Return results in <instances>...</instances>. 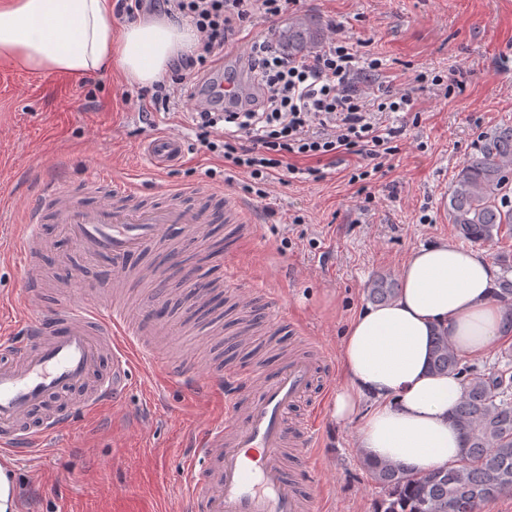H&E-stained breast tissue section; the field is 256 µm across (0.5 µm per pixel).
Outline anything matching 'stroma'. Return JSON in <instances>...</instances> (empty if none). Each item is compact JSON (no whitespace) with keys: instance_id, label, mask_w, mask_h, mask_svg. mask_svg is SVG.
I'll return each instance as SVG.
<instances>
[{"instance_id":"1","label":"stroma","mask_w":512,"mask_h":512,"mask_svg":"<svg viewBox=\"0 0 512 512\" xmlns=\"http://www.w3.org/2000/svg\"><path fill=\"white\" fill-rule=\"evenodd\" d=\"M305 16L325 30L342 27L351 42L379 53L382 83L411 91L421 113L418 124L407 125L393 168L372 177L364 197L348 184L354 161L343 157L325 166L321 180L274 184L277 214L267 217L263 201L244 192L241 181L210 178L223 163L199 150L180 114H154L153 125L186 140L185 161L162 174L146 172L138 145L151 125L134 120L137 105L123 100L137 92L136 83L116 72L82 79L37 75L0 58V73L8 76L0 82V241L18 233L47 173L67 178L90 203L96 196L81 182L90 167L111 168L118 177L140 172L143 196L152 203L170 186L223 192L245 209L252 227L234 269L279 295L298 327L274 337L258 329L246 354L227 361L223 340L239 330L236 299L225 296L198 324L173 302L159 329L167 357L177 362L194 352L203 376L274 365L305 341L338 369L342 331L367 302L372 280L399 277L413 250L456 238L447 210L452 180L482 133L512 125V0H300L285 16L254 19L246 32L274 35L289 19ZM424 71L447 75L449 96L414 82ZM425 214L431 223H421ZM41 234L48 245L36 265L51 303L61 257L72 245L51 217H44ZM224 416L223 389L204 391L138 369L119 409L75 415L45 451L18 458L16 512H183L180 482L192 431ZM354 437V425L326 419L313 452L315 469L305 484L323 496L327 512H374L382 495Z\"/></svg>"}]
</instances>
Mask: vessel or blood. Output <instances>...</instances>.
I'll use <instances>...</instances> for the list:
<instances>
[{
    "mask_svg": "<svg viewBox=\"0 0 512 512\" xmlns=\"http://www.w3.org/2000/svg\"><path fill=\"white\" fill-rule=\"evenodd\" d=\"M186 153L183 139L167 133L150 137L143 148L157 170L181 163ZM83 183L99 190L95 203L82 202L55 176L41 181L16 243L30 276L23 307L0 304V323L10 322L24 333L22 342H0V462L41 447L65 430L76 412L119 404L137 362H150L167 375L195 373L185 361L168 366L157 342V319L113 303L111 292L131 280L157 283L161 289L152 310L167 303L164 285L173 278L171 268L155 263L135 267L130 260L163 250L173 231L184 241L204 236L216 218L199 204L209 189L173 188L166 191L165 202L148 205L140 201L136 178L115 177L96 167ZM47 210L82 255L112 262L106 276L92 281L85 265H71L68 280L59 284L61 299L50 305L35 263L44 245L39 226ZM217 286L242 300L243 341H250L261 322L287 327L280 299L254 291L228 263L217 283H204L186 299V310L205 305ZM235 379V386L225 387L223 420L199 431L184 462L185 512H322L320 497L303 492L301 485L324 422V402L314 392L317 385L330 383L325 356L319 351L290 354L276 371L259 376L239 372ZM305 399L311 402L307 414L289 418V411Z\"/></svg>",
    "mask_w": 512,
    "mask_h": 512,
    "instance_id": "vessel-or-blood-1",
    "label": "vessel or blood"
}]
</instances>
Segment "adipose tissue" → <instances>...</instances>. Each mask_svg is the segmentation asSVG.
Wrapping results in <instances>:
<instances>
[{
	"label": "adipose tissue",
	"instance_id": "1",
	"mask_svg": "<svg viewBox=\"0 0 512 512\" xmlns=\"http://www.w3.org/2000/svg\"><path fill=\"white\" fill-rule=\"evenodd\" d=\"M195 30L158 16L114 30L112 0H5L0 57L40 74L82 77L120 72L147 86L162 80ZM498 270L485 251L442 240L412 252L385 304H365L340 344L337 424H356L361 457L427 472L457 464L460 431L450 415L459 376L430 367L431 340L443 333L461 356L480 359L505 336Z\"/></svg>",
	"mask_w": 512,
	"mask_h": 512
}]
</instances>
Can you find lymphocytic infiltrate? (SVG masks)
I'll return each mask as SVG.
<instances>
[{"label": "lymphocytic infiltrate", "instance_id": "lymphocytic-infiltrate-1", "mask_svg": "<svg viewBox=\"0 0 512 512\" xmlns=\"http://www.w3.org/2000/svg\"><path fill=\"white\" fill-rule=\"evenodd\" d=\"M298 0H116L118 15L129 19L153 10L193 25L199 40L167 79L140 88L142 107L170 112L190 105L188 118L201 148L223 159L224 180L245 179L244 189L267 200L274 182L319 180L321 164L339 156L356 157L349 180L358 183L390 166L403 127L391 114H412L411 91L369 81L382 69L380 58L362 55L354 43L332 36L322 50L294 58L269 38L249 44L245 66L252 91L228 107L199 103L195 89L220 55L254 16L278 17Z\"/></svg>", "mask_w": 512, "mask_h": 512}]
</instances>
